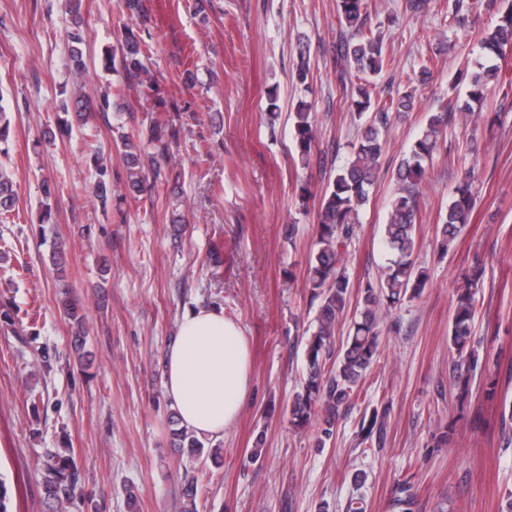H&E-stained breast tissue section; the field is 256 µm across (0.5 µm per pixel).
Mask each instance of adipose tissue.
Listing matches in <instances>:
<instances>
[{"mask_svg": "<svg viewBox=\"0 0 512 512\" xmlns=\"http://www.w3.org/2000/svg\"><path fill=\"white\" fill-rule=\"evenodd\" d=\"M165 390L182 425L222 436L241 414L250 388L248 345L222 310L184 315L165 355Z\"/></svg>", "mask_w": 512, "mask_h": 512, "instance_id": "adipose-tissue-1", "label": "adipose tissue"}]
</instances>
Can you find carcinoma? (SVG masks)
Here are the masks:
<instances>
[{
  "label": "carcinoma",
  "mask_w": 512,
  "mask_h": 512,
  "mask_svg": "<svg viewBox=\"0 0 512 512\" xmlns=\"http://www.w3.org/2000/svg\"><path fill=\"white\" fill-rule=\"evenodd\" d=\"M340 29L333 42L336 56V89L344 105L357 124V139L351 146L350 158L334 169V175L317 199L315 220L317 223V250L310 256L303 272V281L309 295L310 307L314 308V329L303 336L306 373L301 391L288 405V420L296 431L315 428L316 444L325 446L336 434V425L343 413L360 397L367 376L378 363L380 323L383 317L406 301L422 295L429 275L412 259L414 253L415 226L419 221L421 186L425 180L426 165L445 146L448 125L455 113L465 114L474 108L490 106L497 95L506 100L509 91L500 79L501 69L494 60L504 57L512 48V5L506 8L499 23L485 36L478 48L486 63L476 70L464 67L461 78L467 81L466 94L456 97L452 107H443L432 113L422 133L412 142L395 169L391 179L396 192L391 199L387 221L382 225L381 241L390 255L380 277L372 282L353 285L345 266V254L360 223V212L369 199V188L380 175L379 160L383 153V131L393 114L413 110L417 87L429 83L433 74V60L441 54L435 50L419 66L414 77L407 79L404 90H393L394 81L386 94H376L378 80L383 70L391 66L386 61L384 48V22L373 23L368 0H336ZM72 26L67 31L70 46L69 69L75 78L81 79L87 71L86 45L81 0H70ZM147 45L134 28L127 26L117 39V46L105 52L102 65L106 68L120 63L131 86H144L152 82L147 65ZM300 83L312 78L306 47L300 48V63L295 71ZM124 111V104L105 91L93 99L78 96L74 100L76 112ZM293 141L302 167L314 164L325 167L326 155L316 143L315 119L311 105L298 102L295 111L289 113ZM11 131L7 112L0 108V153H8ZM178 131L154 119L148 130L147 145L154 155H145L141 141L134 132H120L116 145L123 148L126 165V189L140 192L146 178L145 165L154 167V179L161 178L160 168L155 166V156L165 158L170 145L177 139ZM99 179L94 195L103 204L114 192L106 179L107 159L95 153L89 157ZM17 199L13 182L0 172V217L7 218ZM474 208V194L470 179L463 180L451 197L445 210L439 213L437 244L441 255L448 254L449 247L469 223ZM485 269L477 264L464 275L456 289L454 312L449 326L448 339L456 354L453 383L457 398L465 402L470 392L471 371L477 366L479 354L471 343V326L476 310V295L482 287ZM64 315L72 325L74 351L78 361H83L85 342V318L80 301L70 291H64L61 299ZM354 320L346 344L335 352L336 325L349 311ZM390 406L383 404L362 416L357 438L359 444L373 443L384 447L386 423ZM500 431L507 444L512 445V405L502 406ZM178 447L187 448L201 455L204 444L191 430L180 427L173 432ZM73 449L55 448L47 452L38 475L45 498L52 512H67L79 495L80 473L73 460ZM199 477L185 475L181 484V512H197ZM414 495L407 481H397L393 506L399 512H412Z\"/></svg>",
  "instance_id": "1"
}]
</instances>
